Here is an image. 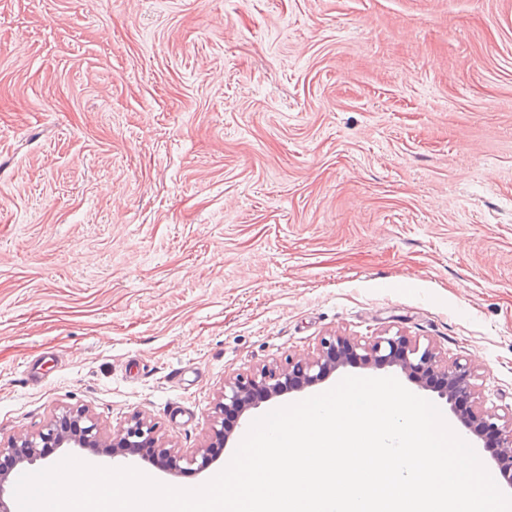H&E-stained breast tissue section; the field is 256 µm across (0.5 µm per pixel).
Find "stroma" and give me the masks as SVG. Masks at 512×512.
Wrapping results in <instances>:
<instances>
[{"label":"stroma","mask_w":512,"mask_h":512,"mask_svg":"<svg viewBox=\"0 0 512 512\" xmlns=\"http://www.w3.org/2000/svg\"><path fill=\"white\" fill-rule=\"evenodd\" d=\"M387 333L512 416V0H0V439Z\"/></svg>","instance_id":"obj_1"}]
</instances>
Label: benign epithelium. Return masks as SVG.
<instances>
[{
    "mask_svg": "<svg viewBox=\"0 0 512 512\" xmlns=\"http://www.w3.org/2000/svg\"><path fill=\"white\" fill-rule=\"evenodd\" d=\"M347 366L373 370L396 367L418 388L437 393L467 434L481 440L489 436L494 439L499 453L495 465L497 480L512 486V421L503 422L500 416L476 405L471 366L457 360L448 363L430 347L423 348L398 334L378 336L364 343L345 336H328L312 355L292 356L282 365L237 375L224 384V391L213 407L212 434L206 449L190 450L175 457L160 447L156 427L140 417L128 420L104 442L98 424L86 411L70 409L50 419L36 434L0 440V457L18 466L33 465L44 458L39 451L43 446L82 448L93 455L105 448H120L122 453L112 457H121V462L127 465L146 462L175 475L181 471L178 462L183 461L189 467L205 470L216 461L210 449L224 447L231 436L227 415H234L237 423L246 421L263 404L322 383ZM10 475L9 471H0V512H12Z\"/></svg>",
    "mask_w": 512,
    "mask_h": 512,
    "instance_id": "benign-epithelium-1",
    "label": "benign epithelium"
}]
</instances>
